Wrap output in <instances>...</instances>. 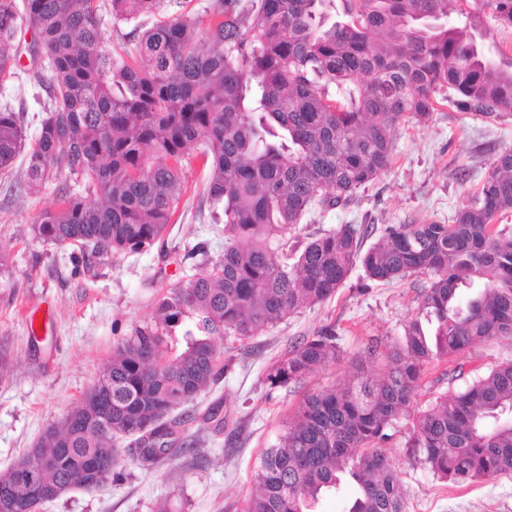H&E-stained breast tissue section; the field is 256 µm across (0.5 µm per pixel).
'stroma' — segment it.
<instances>
[{"mask_svg": "<svg viewBox=\"0 0 512 512\" xmlns=\"http://www.w3.org/2000/svg\"><path fill=\"white\" fill-rule=\"evenodd\" d=\"M29 82L0 91V108L22 113L28 134L44 117ZM512 147V115L489 119L452 106L440 107L424 125L398 130L390 170L347 206L317 213L290 231L303 241L341 224H401L447 221L468 203L491 168L494 156ZM25 156L0 172V473L8 471L45 430L57 423L103 371L115 345L152 318L157 299L170 288L204 273L203 244L211 257L224 251V227L214 222L203 195L206 170L199 155L186 157L189 190L177 221L161 242L138 254H122L88 268L78 248H60L35 238L37 215L56 203L54 186L28 193ZM425 276L365 285L355 269L326 302L292 314L251 339L234 342L231 366L193 401L175 408L190 416L197 440L180 456L151 470L138 467L135 451L122 446L120 476L93 490L78 488L42 506L40 512H152L169 500L172 512H244L263 449L276 443L305 391L338 382L360 358L369 338L398 342L417 312ZM42 317L40 332L30 330ZM341 333L338 360L303 386L269 389L265 369L320 325ZM512 360V339L475 344L456 360L429 366L412 404L400 419L386 454L403 482L409 512H512V473L468 485L437 479L412 464L405 443L414 414L440 394L465 389L492 367ZM219 411L223 425L204 423Z\"/></svg>", "mask_w": 512, "mask_h": 512, "instance_id": "35a3bbf8", "label": "stroma"}]
</instances>
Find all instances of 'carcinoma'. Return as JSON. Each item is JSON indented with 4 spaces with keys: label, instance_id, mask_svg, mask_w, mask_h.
<instances>
[{
    "label": "carcinoma",
    "instance_id": "carcinoma-1",
    "mask_svg": "<svg viewBox=\"0 0 512 512\" xmlns=\"http://www.w3.org/2000/svg\"><path fill=\"white\" fill-rule=\"evenodd\" d=\"M469 0H214L207 27L159 20L165 0H0V89L21 79L16 39L35 36L29 79L46 112L26 144L21 114L0 110V172L27 156L26 187L56 186L35 237L92 246L88 258L154 246L186 194L192 150L208 170L224 254L171 288L150 323L112 351L102 376L37 449L0 475V512H39L54 489H94L122 469L120 442L143 443L151 469L185 441L169 415L227 370L224 341L248 340L319 305L359 266L392 283L426 275L419 310L393 346L370 340L332 386L306 392L266 449L245 512H317L354 486L346 512H408L384 448L410 413L426 367L475 343L512 339V148L499 151L452 223L341 224L294 248L288 232L315 211L345 206L392 166L400 126L443 103L482 117L512 114V60L483 41ZM512 29V0H481ZM466 16L459 23L452 12ZM134 25L131 46H103L104 15ZM336 324L293 344L265 373L297 384L336 361ZM406 447L454 484L512 473V361L417 417ZM53 460L49 466L46 461Z\"/></svg>",
    "mask_w": 512,
    "mask_h": 512
}]
</instances>
